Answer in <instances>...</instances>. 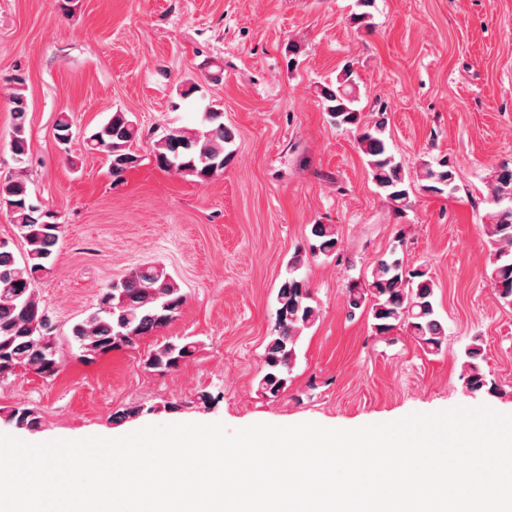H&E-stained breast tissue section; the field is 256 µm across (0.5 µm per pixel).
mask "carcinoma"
Listing matches in <instances>:
<instances>
[{
  "instance_id": "carcinoma-1",
  "label": "carcinoma",
  "mask_w": 512,
  "mask_h": 512,
  "mask_svg": "<svg viewBox=\"0 0 512 512\" xmlns=\"http://www.w3.org/2000/svg\"><path fill=\"white\" fill-rule=\"evenodd\" d=\"M356 71L346 65L336 86L319 89L324 111L337 126L351 127L358 133L357 143L366 157L372 180L391 204L402 214L411 207L413 188L436 195H451L456 189L457 170L448 157L424 160L410 178L403 163L390 152L385 132L386 113L368 123L358 108ZM13 128L10 148L15 160L28 153L26 133L27 102L20 92L12 97ZM219 111L204 113L203 129L188 134L171 128L153 144L152 154L158 168L187 173L206 182L224 170L234 156L233 134L221 121ZM142 139V130L128 113L116 111L90 137L92 148L106 156L112 176L120 180L134 167L139 156L132 145ZM484 229L490 246V286L496 296L512 303V159L502 161L488 183ZM0 208L11 215L27 250L21 258L0 246V378L20 368L43 378L58 374L59 360L42 343L50 321L40 304L35 284L57 245L62 226L54 215L34 203L25 179L0 178ZM311 252L326 257L336 254L339 239L331 224H313ZM305 259L294 253L287 264V276L277 293L278 329L267 342L263 354L264 374L261 390L277 397L288 387V375L296 358V342L301 330L317 317L304 281L298 276ZM437 284L424 265L408 267L394 254L379 255L372 262L370 276L346 289L348 314L365 309L378 335L395 330L408 333L427 352L438 353L447 339L445 326L435 309ZM186 301L181 288L165 268L142 266L99 295L96 309L71 327V339L82 357L93 359L113 350L134 345L173 320ZM192 342H167L151 351L144 360L148 369L165 371L177 368L193 355ZM481 344L472 342L465 349L461 368L466 389L473 393L498 396L501 387L481 366ZM8 420L20 429L34 430L40 425L38 413L31 408H13Z\"/></svg>"
}]
</instances>
